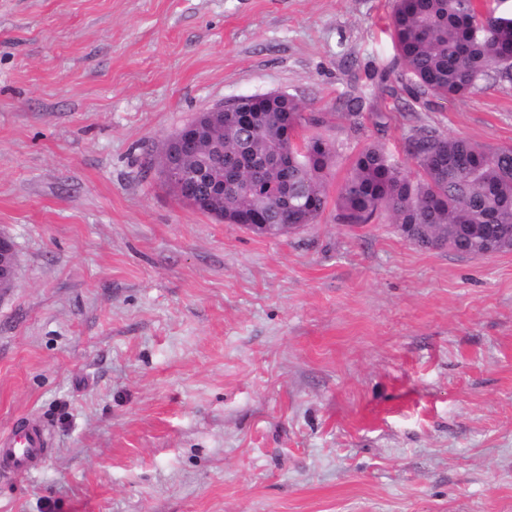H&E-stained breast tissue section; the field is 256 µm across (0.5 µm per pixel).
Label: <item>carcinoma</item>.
Returning a JSON list of instances; mask_svg holds the SVG:
<instances>
[{
    "mask_svg": "<svg viewBox=\"0 0 512 512\" xmlns=\"http://www.w3.org/2000/svg\"><path fill=\"white\" fill-rule=\"evenodd\" d=\"M391 35L399 77L415 97L464 95L495 73L512 80V8L483 17L474 0H395ZM309 123L303 105L285 92L224 104V128L206 112L197 135L224 139V155L196 163L179 181L181 132L164 142L158 171L192 208L227 224H316L326 209L324 178L335 145L320 135L292 139ZM408 164L378 145L362 148L338 193L343 224H369L381 213L423 249L483 257L512 250V147L485 148L455 134L418 127L405 139ZM249 171L246 188L231 184Z\"/></svg>",
    "mask_w": 512,
    "mask_h": 512,
    "instance_id": "obj_1",
    "label": "carcinoma"
}]
</instances>
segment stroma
Listing matches in <instances>:
<instances>
[{
    "label": "stroma",
    "instance_id": "stroma-1",
    "mask_svg": "<svg viewBox=\"0 0 512 512\" xmlns=\"http://www.w3.org/2000/svg\"><path fill=\"white\" fill-rule=\"evenodd\" d=\"M393 6L0 0V435L49 433L0 512H512V251L336 219L364 146L402 156L415 126L512 146V83L412 96ZM271 91L337 148L319 222L280 238L146 166ZM16 270V255L8 237L0 236V292L12 288Z\"/></svg>",
    "mask_w": 512,
    "mask_h": 512
}]
</instances>
